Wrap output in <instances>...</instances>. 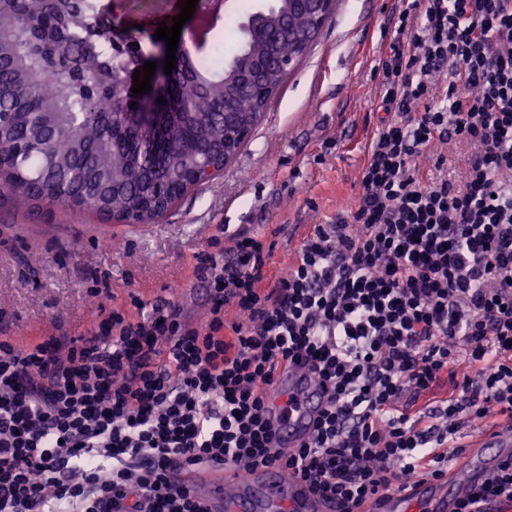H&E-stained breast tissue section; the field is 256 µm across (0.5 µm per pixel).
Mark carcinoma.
Masks as SVG:
<instances>
[{"label":"carcinoma","mask_w":512,"mask_h":512,"mask_svg":"<svg viewBox=\"0 0 512 512\" xmlns=\"http://www.w3.org/2000/svg\"><path fill=\"white\" fill-rule=\"evenodd\" d=\"M94 8L93 0H0L11 28L0 40V190L16 206L119 216L171 205L224 145V113L254 121L284 79L271 66L265 84L245 86L237 71L299 54L282 18L307 29L305 18L288 16V0H275L249 15L262 37H243L228 55L210 43L178 59L159 91L166 102L153 103L167 113L162 130L144 136L124 121L145 109L122 82L133 60L98 35L84 39Z\"/></svg>","instance_id":"cac0c4a2"}]
</instances>
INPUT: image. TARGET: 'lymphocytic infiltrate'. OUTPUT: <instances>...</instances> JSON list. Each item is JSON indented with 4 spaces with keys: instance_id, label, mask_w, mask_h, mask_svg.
<instances>
[{
    "instance_id": "obj_1",
    "label": "lymphocytic infiltrate",
    "mask_w": 512,
    "mask_h": 512,
    "mask_svg": "<svg viewBox=\"0 0 512 512\" xmlns=\"http://www.w3.org/2000/svg\"><path fill=\"white\" fill-rule=\"evenodd\" d=\"M393 20L358 198L284 274L239 231L230 258L195 257L203 324L161 299L88 336L0 337V512H206L177 473L270 464L363 512L443 475L462 426L512 418V0H399ZM438 143L466 151L457 179L421 175ZM287 369L326 404L283 451L267 394ZM491 501L512 505V458L457 512Z\"/></svg>"
}]
</instances>
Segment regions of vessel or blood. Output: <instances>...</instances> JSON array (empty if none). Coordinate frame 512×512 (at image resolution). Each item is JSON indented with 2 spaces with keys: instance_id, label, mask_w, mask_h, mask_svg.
I'll return each instance as SVG.
<instances>
[{
  "instance_id": "obj_1",
  "label": "vessel or blood",
  "mask_w": 512,
  "mask_h": 512,
  "mask_svg": "<svg viewBox=\"0 0 512 512\" xmlns=\"http://www.w3.org/2000/svg\"><path fill=\"white\" fill-rule=\"evenodd\" d=\"M271 396L278 405L297 399L296 408L278 429L283 447L298 446L325 406L323 394L303 374L289 371L278 376ZM469 448V453L452 461L447 479L416 480L407 491L370 505V512H455L461 500L512 457V424L486 429ZM186 482L208 512H338L336 503L314 495L302 479L275 465L257 469L245 479L223 469L187 477Z\"/></svg>"
}]
</instances>
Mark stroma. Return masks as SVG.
<instances>
[{"mask_svg":"<svg viewBox=\"0 0 512 512\" xmlns=\"http://www.w3.org/2000/svg\"><path fill=\"white\" fill-rule=\"evenodd\" d=\"M393 0H337L333 18L287 72L251 138L213 181L186 192L150 224H115L60 207H14L0 197V336L26 343L62 330L95 331L100 306L136 313L175 302L185 322L212 304L193 274L212 239L240 230L271 245L270 274L294 258L288 231L324 224L354 205L370 135L385 112L374 69L394 34ZM108 33L179 15L178 0H97ZM99 284L100 296L89 285Z\"/></svg>","mask_w":512,"mask_h":512,"instance_id":"35a3bbf8","label":"stroma"}]
</instances>
